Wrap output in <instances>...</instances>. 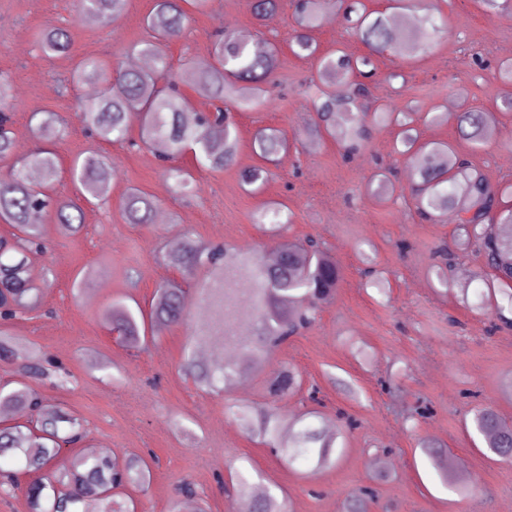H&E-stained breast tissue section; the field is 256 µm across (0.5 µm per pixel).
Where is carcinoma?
I'll list each match as a JSON object with an SVG mask.
<instances>
[{"mask_svg": "<svg viewBox=\"0 0 512 512\" xmlns=\"http://www.w3.org/2000/svg\"><path fill=\"white\" fill-rule=\"evenodd\" d=\"M128 0H80L83 15L110 24L126 11ZM207 0H155L145 17L150 39L134 43L130 50L152 59L150 70L112 67L97 62H82L72 80L101 86L100 95L86 102L76 113L79 123L95 138L109 143L130 142L129 132L136 126L139 141L158 160L168 162L186 152L196 162L213 170L233 163L237 152V129L228 103L246 108L270 104L260 84L276 68L278 49L254 41L225 26L211 43L208 57L192 62L190 71L198 92L218 102L210 112L186 117V98L175 85L166 82L169 43L184 30L189 19L187 7L202 11ZM251 11L258 24L271 20L279 0H251ZM407 29L399 34L391 19L372 16L361 0H349L341 15L344 22L368 53L354 56L336 49L324 54L308 36V31L324 21L321 0H294L297 23L289 41L290 51L299 58H315L314 74L306 82V106L313 111L303 135L327 136L337 140L344 156L360 155L373 131L397 121L386 108L370 106L366 80L374 75L373 56L385 50L409 61L426 54L441 33L433 15L431 0H412L405 8ZM40 48L46 55L65 54L70 49L66 30L44 34ZM13 88L8 75L0 73V158L15 152L10 125L15 110ZM460 131L476 149L485 143V134L494 114L471 107L456 115ZM65 123L48 112L37 125L35 137L50 141L58 137ZM400 143L410 155L413 168L410 195L418 215L433 224L455 212L457 236L462 244L475 248L482 270L473 280L483 283L481 296L495 304V313L512 309V185L493 184L485 172L448 144L421 143L408 123H399ZM259 157L287 150V138L277 130L261 131L255 138ZM10 177L0 179V220L12 225L14 241L0 238V319L11 321L32 310L38 301L29 251L43 248L39 224L51 213L63 231L78 230L80 207L54 193L59 174L55 154L38 148L15 161ZM36 168L40 179L31 181L22 170ZM73 180L82 196L97 198L103 186L112 181L115 170L93 150L80 154L71 168ZM242 182L262 187L267 169L256 164L244 170ZM156 208L154 196L143 191L128 193L123 217L129 224H148ZM171 265L186 270L201 269L208 276L203 301L211 316L196 325L195 344L205 347L218 341L244 358L269 357L300 330L312 325L322 308L336 298L340 272L332 252L314 239L307 243L286 241L277 257L269 260L257 248L229 252L206 247L190 238L170 250ZM249 287H241L242 283ZM250 309H242L243 303ZM184 292L175 284L158 287L151 307L150 325L179 320L184 312ZM126 346L139 350L146 346V325L138 314L122 302L106 310ZM184 369L193 381L211 390L232 387L239 376L236 361L214 356L210 359L191 354ZM301 388L299 374L292 367L274 371L266 392L276 402L296 394ZM0 407L13 415L28 417L25 423L0 428V463H21L23 470L36 476L25 486L29 512H131L129 502L119 490L146 480L148 464L131 455L115 459L106 454L80 452L72 445L86 435L85 422L67 408H48L33 390L23 385L8 392L0 388ZM235 414L248 431L267 440L272 452L288 465L312 464L316 468L333 462L336 436L323 423L305 418L289 420L271 406L235 405ZM474 427L488 449L512 448V427L505 424L495 409L485 407L475 414ZM441 479L466 490L455 478V462L427 450ZM18 488L16 472L0 467V494L8 497ZM241 512H286V505L270 491L257 487L246 476L237 480ZM372 498L367 488L347 493L349 512H366Z\"/></svg>", "mask_w": 512, "mask_h": 512, "instance_id": "cac0c4a2", "label": "carcinoma"}]
</instances>
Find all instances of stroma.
<instances>
[{
	"instance_id": "stroma-1",
	"label": "stroma",
	"mask_w": 512,
	"mask_h": 512,
	"mask_svg": "<svg viewBox=\"0 0 512 512\" xmlns=\"http://www.w3.org/2000/svg\"><path fill=\"white\" fill-rule=\"evenodd\" d=\"M153 0H129L125 15L106 25L80 15L78 0H0V71L17 93L13 116L17 155L36 145L33 113L51 111L70 124L53 148L60 173L58 196L77 194L70 167L82 152L100 151L116 176L99 198L83 203L81 226L66 233L54 218L41 224L44 250L31 252L30 265L39 305L25 318L7 322L16 354L0 360V386L25 382L49 403H61L84 419L86 448L106 446L116 455L137 453L150 465L145 487L128 488L135 512H171L182 483H193L209 512H239L227 486L236 473L268 487L285 501L288 512H346L349 490L368 486L375 497L368 512H471L441 480L422 444L457 457L459 483L485 494L488 512H512V459L490 453L472 428L475 408L493 407L512 423V395L503 383L512 379V327L495 325L493 316L463 302L457 285L468 282L481 262L462 254L456 225L421 222L408 196L407 156L397 149L398 126L377 128L364 153L347 162L335 140L291 141L286 153L268 163L259 191L243 185L240 173L257 164L258 129L302 130L311 118L302 94L314 71L311 59L288 48L293 29L292 0H280L276 17L257 27L247 0H224L192 12L183 32L167 49L170 72L193 112L211 110L210 99L193 87L187 59L207 57L220 16L242 35L262 33L279 48V62L267 84L271 107L235 115L238 150L221 170L198 167L191 154L171 166L193 176L189 191H173L172 178L151 152L90 137L74 116L86 101L84 87L67 81L83 60L128 65L131 44L147 37L145 16ZM339 0H326V23L310 32L320 52L335 49L366 54L363 43L336 22ZM445 28L431 53L405 63L390 53L374 58L371 97L394 112L443 111L448 101L468 95L474 105L496 111L512 85L501 83L498 66L512 62V7L487 9L482 0H440ZM67 29L69 54L46 56L39 47L44 33ZM496 134L482 150H472L455 117L420 126V139L452 145L470 155L493 184L512 183V113L498 117ZM392 173L395 191L380 198L369 183L379 169ZM140 189L155 196L164 221L129 224L122 216L125 194ZM287 206L288 236L315 237L335 255L342 271L334 303L316 323L292 337L242 382L222 393L196 385L182 363L191 326L209 311L198 300L186 304L187 319L156 333L142 350L114 343L104 310L122 300L150 311L156 289L176 281L197 292L203 271L185 272L165 255L183 237L231 248L265 249L278 233L256 223L258 212ZM447 246L452 259L447 285L431 274L436 247ZM384 272L386 294L365 287L364 272ZM87 276L85 288L76 277ZM65 368L30 377L33 360ZM294 368L302 391L277 403L292 419L318 412L337 437L336 463L313 473L295 470L274 456L259 438L244 431L229 408L247 401L267 405L264 389L270 372ZM427 417L408 421L417 406ZM355 428H348V420Z\"/></svg>"
}]
</instances>
